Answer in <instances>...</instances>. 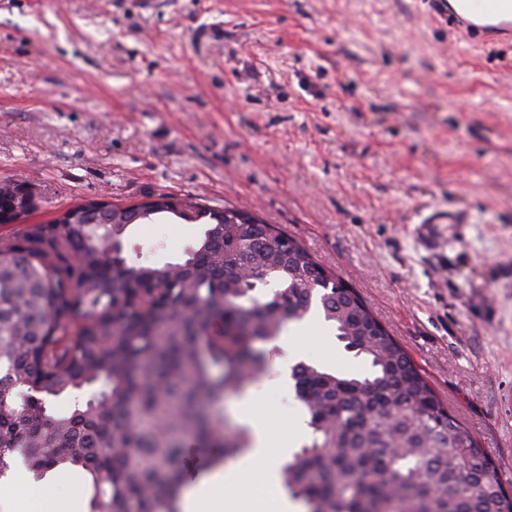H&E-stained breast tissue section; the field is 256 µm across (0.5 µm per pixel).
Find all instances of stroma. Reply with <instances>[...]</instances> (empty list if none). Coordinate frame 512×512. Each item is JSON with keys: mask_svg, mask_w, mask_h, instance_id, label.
Masks as SVG:
<instances>
[{"mask_svg": "<svg viewBox=\"0 0 512 512\" xmlns=\"http://www.w3.org/2000/svg\"><path fill=\"white\" fill-rule=\"evenodd\" d=\"M0 182L34 191L32 224L103 196L258 213L357 291L512 491V41L430 0H0ZM204 230L145 220L124 254L179 262ZM286 333L298 360L369 369L319 315ZM278 374L224 419L295 452Z\"/></svg>", "mask_w": 512, "mask_h": 512, "instance_id": "35a3bbf8", "label": "stroma"}]
</instances>
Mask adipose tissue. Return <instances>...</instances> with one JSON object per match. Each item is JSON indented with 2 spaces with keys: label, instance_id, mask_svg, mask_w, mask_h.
Listing matches in <instances>:
<instances>
[{
  "label": "adipose tissue",
  "instance_id": "obj_1",
  "mask_svg": "<svg viewBox=\"0 0 512 512\" xmlns=\"http://www.w3.org/2000/svg\"><path fill=\"white\" fill-rule=\"evenodd\" d=\"M250 458L264 462L260 476L264 485L260 496L244 492L247 476L238 475L232 466L216 471L209 479L211 490L236 497L235 512H301L286 497L278 479L281 456L276 451L277 439L260 425H253ZM0 512H74L72 500L60 497L53 481H29L24 473H17L14 480L0 484Z\"/></svg>",
  "mask_w": 512,
  "mask_h": 512
}]
</instances>
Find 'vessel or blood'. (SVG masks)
Segmentation results:
<instances>
[{"instance_id":"b4317fda","label":"vessel or blood","mask_w":512,"mask_h":512,"mask_svg":"<svg viewBox=\"0 0 512 512\" xmlns=\"http://www.w3.org/2000/svg\"><path fill=\"white\" fill-rule=\"evenodd\" d=\"M432 6L450 27L475 41L512 37V0H433Z\"/></svg>"}]
</instances>
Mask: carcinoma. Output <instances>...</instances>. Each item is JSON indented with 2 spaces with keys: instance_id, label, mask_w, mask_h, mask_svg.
Returning <instances> with one entry per match:
<instances>
[{
  "instance_id": "1",
  "label": "carcinoma",
  "mask_w": 512,
  "mask_h": 512,
  "mask_svg": "<svg viewBox=\"0 0 512 512\" xmlns=\"http://www.w3.org/2000/svg\"><path fill=\"white\" fill-rule=\"evenodd\" d=\"M171 201L156 196L147 216L114 204L94 226L60 215L0 247V474L18 454L38 481L85 471L91 512H179L191 449H217L213 466L250 444L217 405L268 371L255 344L316 309L370 371L292 367L310 432L282 466L288 494L309 512H512L473 433L354 289L251 212ZM186 213L207 228L183 261L105 265L129 226ZM94 383L97 394L54 411Z\"/></svg>"
}]
</instances>
